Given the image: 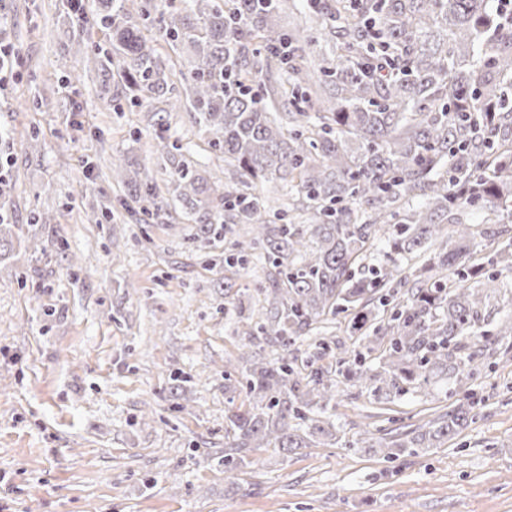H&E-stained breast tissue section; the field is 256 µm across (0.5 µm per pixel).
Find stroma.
<instances>
[{
    "mask_svg": "<svg viewBox=\"0 0 512 512\" xmlns=\"http://www.w3.org/2000/svg\"><path fill=\"white\" fill-rule=\"evenodd\" d=\"M68 4L0 0V39L18 55L0 89L9 206L35 242L0 257V512H512V359L499 353L471 379L394 400L416 421L473 403L474 423L440 447L392 462L355 447L364 426L387 423L349 387L336 399L341 446L261 448L260 468L225 483L224 365L243 335L224 282L240 293L263 273L251 263L226 277L232 232L196 238L177 202L157 224L122 208L113 164L162 184L170 174L144 113L106 108L94 81L66 87L77 65L63 47ZM33 133L36 153L24 149ZM169 134L206 178L223 177V154L185 114ZM103 204L107 223L84 221Z\"/></svg>",
    "mask_w": 512,
    "mask_h": 512,
    "instance_id": "1",
    "label": "stroma"
}]
</instances>
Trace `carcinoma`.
<instances>
[{
  "label": "carcinoma",
  "mask_w": 512,
  "mask_h": 512,
  "mask_svg": "<svg viewBox=\"0 0 512 512\" xmlns=\"http://www.w3.org/2000/svg\"><path fill=\"white\" fill-rule=\"evenodd\" d=\"M292 0H180L159 30L192 52L191 82L143 38L153 0H101L110 44L65 50L95 74L114 109L157 116L156 149L173 195L205 234L237 226L224 267L261 262L264 281L238 299L246 342L224 369V477L258 448L290 453L338 442L345 382L379 403L480 372L488 347L512 341V315L490 323L487 301L512 273V24L491 0H322L302 27L278 19ZM187 114L224 155L209 181L169 141L164 115ZM146 224L168 203L148 169L118 170ZM279 180L297 203L276 209L258 183ZM483 222H467L471 210ZM385 243L383 259L367 264ZM424 257L408 270L400 260ZM346 314L350 354L330 343L298 360L292 347ZM281 349L263 355L261 342ZM472 405L356 444L389 460L441 445L474 422Z\"/></svg>",
  "instance_id": "1"
}]
</instances>
